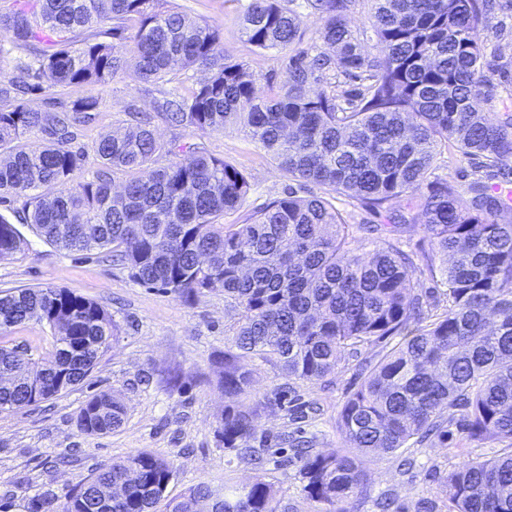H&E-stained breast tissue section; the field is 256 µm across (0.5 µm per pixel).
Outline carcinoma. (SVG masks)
I'll list each match as a JSON object with an SVG mask.
<instances>
[{
	"label": "carcinoma",
	"mask_w": 512,
	"mask_h": 512,
	"mask_svg": "<svg viewBox=\"0 0 512 512\" xmlns=\"http://www.w3.org/2000/svg\"><path fill=\"white\" fill-rule=\"evenodd\" d=\"M294 0H244L241 33L260 51L284 54L288 82L262 94L249 66L224 52L218 28L161 0H12L0 29L12 33L10 73L0 49V260L24 251L15 223L61 250L108 249L133 282L186 302L222 289L234 311L224 325V448L256 459L257 410L242 361L275 366L312 385L336 374L343 355L388 337L385 352L344 403L343 448H303L302 491L316 512H355L366 492L362 458L393 454L411 439L446 447L453 430L512 443V205L487 173L460 187L432 179L448 148L491 169L512 161V118L481 111L495 28L479 0H373L370 26L382 50L365 52L347 20L353 0H306L315 23L303 42ZM101 28L100 41L83 36ZM134 66L149 84L201 71L185 94L165 92L153 113L98 135L92 152L73 143L99 111L97 97L65 103L53 89L105 86ZM45 103L33 108L28 96ZM202 135L237 126L288 177L325 189H288L244 224H226L251 185L234 164L198 147L167 144L154 120ZM39 132L30 148L22 137ZM99 168L82 177L89 155ZM172 160L156 167V157ZM126 176L112 191L113 176ZM383 224H349L336 196ZM395 199L405 210H392ZM423 217L431 249L411 257L399 233ZM441 264H436V261ZM439 280L424 287L421 278ZM35 322L52 350L19 354L0 344V413L47 401L84 380L118 327L97 303L62 288L0 294V335ZM117 394L90 396L77 421L90 434L120 427ZM173 463L141 451L105 464L55 504L31 512H288L274 484L243 483L215 496L200 483L166 495ZM448 512H512V454L466 462L442 479Z\"/></svg>",
	"instance_id": "obj_1"
}]
</instances>
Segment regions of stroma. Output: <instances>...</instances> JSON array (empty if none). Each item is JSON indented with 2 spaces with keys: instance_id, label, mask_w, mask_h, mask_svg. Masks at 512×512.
Listing matches in <instances>:
<instances>
[{
  "instance_id": "35a3bbf8",
  "label": "stroma",
  "mask_w": 512,
  "mask_h": 512,
  "mask_svg": "<svg viewBox=\"0 0 512 512\" xmlns=\"http://www.w3.org/2000/svg\"><path fill=\"white\" fill-rule=\"evenodd\" d=\"M492 4L496 27L486 43L491 93L481 109L500 119L512 113V0H492ZM166 5L218 27L225 50L249 64L260 87L286 84L278 52H256L241 40L237 0H167ZM55 93L67 101L85 96L100 99L93 125L80 131L77 139L86 148L98 134L121 127L129 108L152 110L156 98L131 70L105 86L59 87ZM156 128L162 140L205 148L247 175L251 190L236 212L225 215V223H244L290 184L240 130L201 136L161 121ZM19 230L29 246L25 253L0 261V290L69 289L103 307L118 324L119 336L82 385L49 401L0 413V512H29L37 498L63 502L99 465L143 450L173 462L168 496L199 483L220 495L259 479L274 483L289 512H313L315 505L303 493L295 468L282 470L271 462L255 469L225 449L217 435L225 404L221 381L224 325L229 321L223 291L187 303L134 283L108 251L69 253L46 243L27 225ZM358 361L343 356L336 374L323 384L293 381L288 398L298 407L291 413L273 404L283 383L277 370L258 360L247 361L252 372L248 403L259 413L254 447L272 453L282 435L296 429L316 449L344 446L338 415L365 377ZM106 390L122 394L127 407L123 424L107 434L82 431L79 409L90 394ZM511 450L512 444L506 442L478 443L458 433L445 448L411 443L394 455H371L363 462L369 486L357 512H379L376 503L387 495L409 504L422 497L443 503L441 477L463 462L483 461Z\"/></svg>"
}]
</instances>
